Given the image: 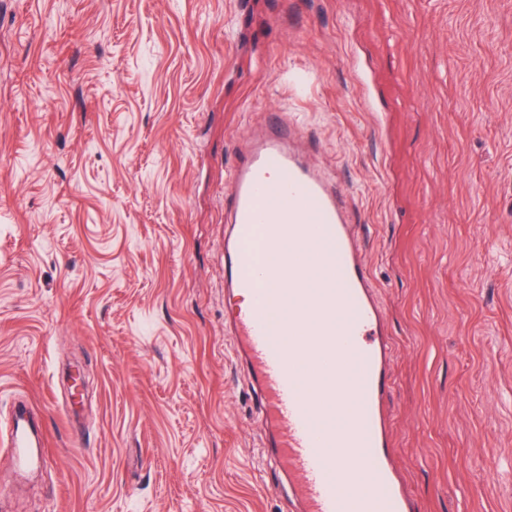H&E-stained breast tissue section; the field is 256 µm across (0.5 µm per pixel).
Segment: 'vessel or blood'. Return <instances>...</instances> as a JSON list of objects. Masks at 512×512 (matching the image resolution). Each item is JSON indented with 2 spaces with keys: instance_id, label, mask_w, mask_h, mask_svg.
<instances>
[{
  "instance_id": "vessel-or-blood-1",
  "label": "vessel or blood",
  "mask_w": 512,
  "mask_h": 512,
  "mask_svg": "<svg viewBox=\"0 0 512 512\" xmlns=\"http://www.w3.org/2000/svg\"><path fill=\"white\" fill-rule=\"evenodd\" d=\"M300 126L273 113L240 148L224 195V286L254 302L229 321L230 335L253 370L256 411L273 459L288 475V502L301 512H417L394 456L393 349L387 318L359 244L357 226L334 187L303 161ZM328 244L315 256L311 244ZM287 251L285 263L265 257ZM317 288L302 286L310 263ZM287 280L289 307L313 321L278 320L267 282ZM353 376L350 407L334 399L336 379ZM34 443L21 416L0 423V447L24 467ZM360 464L347 478V458Z\"/></svg>"
}]
</instances>
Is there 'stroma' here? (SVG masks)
<instances>
[{"label": "stroma", "mask_w": 512, "mask_h": 512, "mask_svg": "<svg viewBox=\"0 0 512 512\" xmlns=\"http://www.w3.org/2000/svg\"><path fill=\"white\" fill-rule=\"evenodd\" d=\"M272 110L367 226L419 512H512V0H0V413L50 457L0 512H287L225 333Z\"/></svg>", "instance_id": "stroma-1"}]
</instances>
